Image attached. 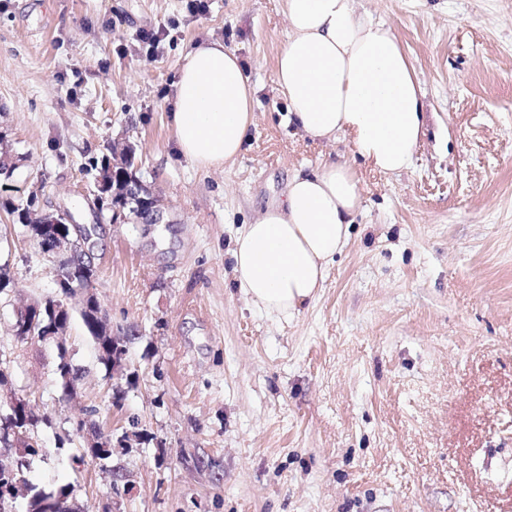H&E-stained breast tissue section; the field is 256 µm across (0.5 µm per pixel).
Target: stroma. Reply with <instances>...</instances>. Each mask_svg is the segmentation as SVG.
<instances>
[{
	"mask_svg": "<svg viewBox=\"0 0 512 512\" xmlns=\"http://www.w3.org/2000/svg\"><path fill=\"white\" fill-rule=\"evenodd\" d=\"M188 2L0 0V150L22 157L0 201L34 191L40 212L94 223L90 163L120 143L171 218L99 224L93 291L127 361L112 374L68 300V389L55 341L12 332L17 309L60 290L0 208V401L37 419L29 479L72 484L76 512H512V0H358L424 91L425 134L397 175L289 125L280 0ZM208 39L239 55L257 105L237 160L204 171L177 153L170 112L180 59ZM327 161L360 179L349 244L292 321L269 318L227 249ZM131 416L148 439L126 448ZM96 430L129 489L75 463Z\"/></svg>",
	"mask_w": 512,
	"mask_h": 512,
	"instance_id": "35a3bbf8",
	"label": "stroma"
}]
</instances>
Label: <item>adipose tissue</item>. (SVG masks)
I'll return each instance as SVG.
<instances>
[{"instance_id": "obj_1", "label": "adipose tissue", "mask_w": 512, "mask_h": 512, "mask_svg": "<svg viewBox=\"0 0 512 512\" xmlns=\"http://www.w3.org/2000/svg\"><path fill=\"white\" fill-rule=\"evenodd\" d=\"M283 14L288 42L274 81L289 123L329 143L349 137L355 155L382 173L408 170L424 134V93L391 27L363 18L355 0H283ZM255 95L223 42L193 46L174 83L179 154L204 170L234 161L254 124ZM361 204L348 164L294 175L284 200L244 225L228 251L241 295L266 315L294 318L347 246Z\"/></svg>"}]
</instances>
